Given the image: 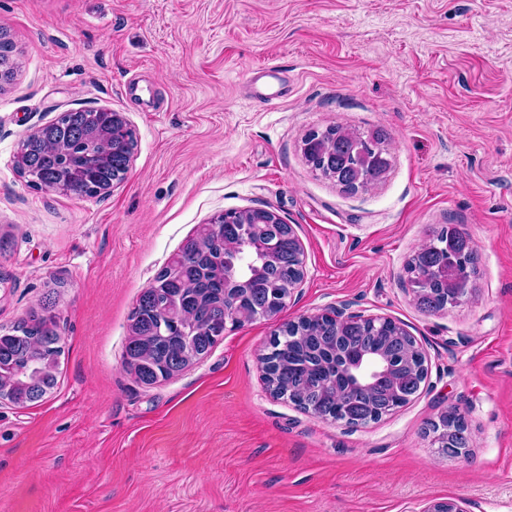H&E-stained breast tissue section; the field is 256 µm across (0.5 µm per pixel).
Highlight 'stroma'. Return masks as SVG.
Segmentation results:
<instances>
[{"label": "stroma", "instance_id": "35a3bbf8", "mask_svg": "<svg viewBox=\"0 0 512 512\" xmlns=\"http://www.w3.org/2000/svg\"><path fill=\"white\" fill-rule=\"evenodd\" d=\"M15 80L0 87V328L56 315L58 385L0 398V512H512V0H0ZM279 71L253 101V68ZM135 129L104 196L30 186L20 143L70 109ZM383 131L385 176L348 192L302 141ZM266 207L291 225L304 278L276 316L226 332L154 384L122 365L141 291L195 227ZM459 225L471 295L420 310L406 262ZM348 307L403 324L427 378L359 426L274 397L262 357L280 326ZM464 413L468 452L431 430Z\"/></svg>", "mask_w": 512, "mask_h": 512}]
</instances>
